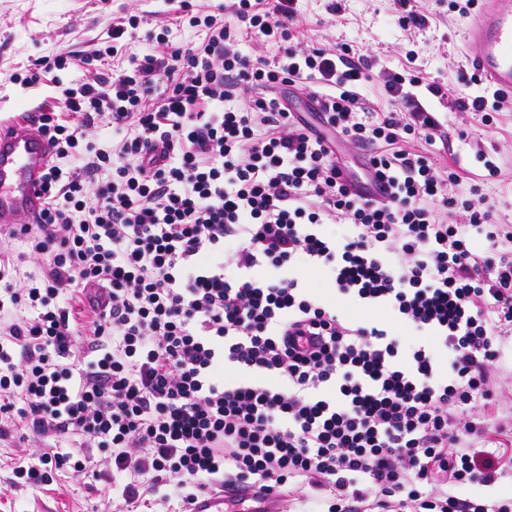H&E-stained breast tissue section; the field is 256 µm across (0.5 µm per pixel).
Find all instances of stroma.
Segmentation results:
<instances>
[{"label":"stroma","mask_w":512,"mask_h":512,"mask_svg":"<svg viewBox=\"0 0 512 512\" xmlns=\"http://www.w3.org/2000/svg\"><path fill=\"white\" fill-rule=\"evenodd\" d=\"M332 1L295 0L304 41L327 48L346 43L366 55L372 69L362 93L379 111L390 106L384 73L409 66L419 70L425 83L415 87V95L453 134L450 147L425 144L422 152L439 170H455L461 194L476 188L493 197L495 223L512 225V101L485 125L470 113L451 111L447 101L425 88L436 81L463 94H493L487 85L471 82L462 62L465 47L458 14L434 0H420L418 7L428 23L421 29L406 28L399 22L396 0H337V14L330 10ZM133 5L143 17L140 33H161L174 44L202 42V32L177 23L165 0H0V116L59 110L60 85L95 78L96 67L83 63V56L102 47L113 20ZM69 51L77 59L68 69L42 74L39 84L29 88L9 83L12 73L25 72L36 59ZM488 160L499 167L498 177H489L484 167ZM43 451V446L15 437L0 441V512H121L123 503L113 499L110 479L93 480L64 470L51 484L34 485L14 476V468L37 465Z\"/></svg>","instance_id":"35a3bbf8"}]
</instances>
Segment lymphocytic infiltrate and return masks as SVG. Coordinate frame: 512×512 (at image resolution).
<instances>
[{
	"instance_id": "obj_1",
	"label": "lymphocytic infiltrate",
	"mask_w": 512,
	"mask_h": 512,
	"mask_svg": "<svg viewBox=\"0 0 512 512\" xmlns=\"http://www.w3.org/2000/svg\"><path fill=\"white\" fill-rule=\"evenodd\" d=\"M293 3L192 16L178 0L200 45L131 56L63 88L66 119L42 113L46 207L7 229L41 274L15 280L0 257V440L54 441L17 470L31 484L110 469L131 512L147 492L194 512L235 487L319 512H512L459 496L495 484L508 453L479 443L508 430L488 410L512 332V226L413 149L450 138L410 91L420 77L391 74L392 107L374 111L367 58L299 47ZM253 39L279 57L246 53ZM426 86L485 123L503 100ZM288 87L315 101V122ZM100 125L111 146L84 147ZM340 138L367 148L363 175L340 163ZM361 178L386 181L388 199L353 193ZM311 271L384 317L339 312ZM76 293L89 324L58 303Z\"/></svg>"
}]
</instances>
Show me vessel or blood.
Instances as JSON below:
<instances>
[{"instance_id": "vessel-or-blood-1", "label": "vessel or blood", "mask_w": 512, "mask_h": 512, "mask_svg": "<svg viewBox=\"0 0 512 512\" xmlns=\"http://www.w3.org/2000/svg\"><path fill=\"white\" fill-rule=\"evenodd\" d=\"M461 33L473 49L470 69L512 99V0H475L461 21ZM53 156L38 115L0 119V227L32 224L40 217L44 176Z\"/></svg>"}]
</instances>
